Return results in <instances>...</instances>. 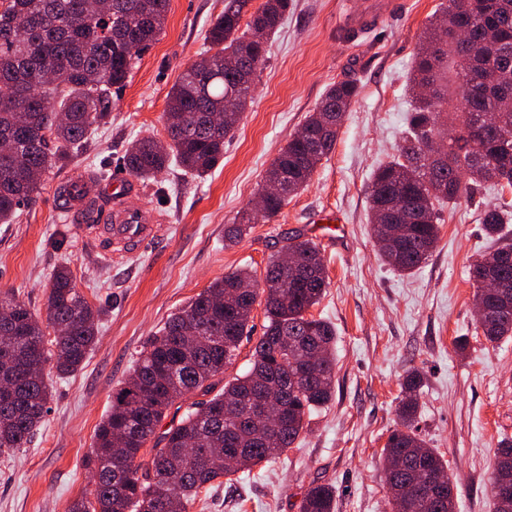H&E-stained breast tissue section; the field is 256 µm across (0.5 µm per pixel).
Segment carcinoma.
<instances>
[{"mask_svg":"<svg viewBox=\"0 0 512 512\" xmlns=\"http://www.w3.org/2000/svg\"><path fill=\"white\" fill-rule=\"evenodd\" d=\"M0 0V139L14 142L24 158L17 168L0 155V223L10 224L19 207L36 202L42 176L70 159L88 132L106 123L117 93L141 54L164 31L170 0ZM226 0L224 12L207 32L214 53L190 63L167 96V137H143L126 150L129 173L150 180L176 162L195 177L208 174L224 157V139L252 101V88L265 62L268 41L290 8V0ZM249 15L246 28L240 22ZM453 21L470 31L462 45L444 25ZM58 83L35 96L44 74ZM463 93L456 117L457 136L446 139L444 106L449 83ZM428 86L431 95L419 89ZM409 90L414 106L397 157L380 165L369 187L372 233L402 224L401 235L381 247L383 260L409 274L431 257L439 237L436 205L456 203L480 187H512V0H446L419 46ZM359 94L347 77L330 85L319 107L270 164L265 180H276L282 194L263 209L247 206L241 221L224 228V245L237 243L251 225L266 222L304 188L321 161L335 148L345 112ZM495 112L499 124H479ZM447 140L435 159L429 144ZM512 212L490 207L480 218L493 245L470 269L475 303L496 311L479 324L490 343L512 336V308L499 310L486 293L487 279L512 288V236L505 230ZM294 265L275 256L263 288L239 292L252 282L246 269L215 279L183 310L174 314L140 352L133 372L112 392V409L98 426L85 466L93 476L90 496L82 495L68 512H187L198 491L233 475L224 456L248 450L252 465L271 461L298 440L306 417L327 403L335 386L336 329L308 315L327 287V269L316 243L299 235L286 239ZM264 297L267 325L257 340L248 372L224 381L243 337L252 330V311ZM101 309L76 288L69 267L52 275L46 320L12 292H0V450L25 448L47 412L51 388L47 368L69 375L81 368L97 342ZM277 374L288 384L282 419L273 429L278 447H268L266 427L251 420L245 397L260 381ZM221 389H216L217 385ZM423 378L408 374L397 407L400 427L383 448L388 503L393 512H455V484L448 463L417 433ZM190 395L203 399L186 403ZM187 404L181 420L161 436L156 428L176 404ZM157 437L151 462L139 453ZM512 486V442L500 445L492 465L494 512H512L498 492ZM332 486L313 484L299 512H333Z\"/></svg>","mask_w":512,"mask_h":512,"instance_id":"cac0c4a2","label":"carcinoma"}]
</instances>
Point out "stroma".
I'll use <instances>...</instances> for the list:
<instances>
[{
  "instance_id": "35a3bbf8",
  "label": "stroma",
  "mask_w": 512,
  "mask_h": 512,
  "mask_svg": "<svg viewBox=\"0 0 512 512\" xmlns=\"http://www.w3.org/2000/svg\"><path fill=\"white\" fill-rule=\"evenodd\" d=\"M441 3L399 0L391 15L356 33L347 19L362 12L363 0H293L253 101L224 141L223 161L203 179L175 167L115 194L109 176L122 170L134 140L164 136L167 94L205 55L206 33L224 10V0H170L165 29L138 60L110 122L77 158L45 175L37 201L14 223L0 224V290L44 313L52 274L65 265L105 311L82 367L51 376L49 412L29 447L0 453V512H66L89 491L84 459L113 389L147 340L224 273L245 267L263 281L269 258L298 232L313 235L327 266L330 285L310 313L336 328L333 397L291 448L234 481L215 480L189 512H299L314 483L335 488L336 512H390L381 454L399 426L401 383L415 370L424 378L418 433L456 479V512H493L491 464L501 441L512 440V338L492 344L478 330L470 268L489 246L481 212L511 205L512 190L489 188L443 208L435 251L408 275L383 263L369 223L368 186L396 150L417 48ZM346 76L360 90L333 152L277 216L225 247L226 225L253 201L327 87ZM71 181L85 194L67 216L58 189ZM90 204L103 216L149 210L153 239L105 260L109 241L85 235ZM332 210L342 217L335 236L316 234L317 215Z\"/></svg>"
}]
</instances>
